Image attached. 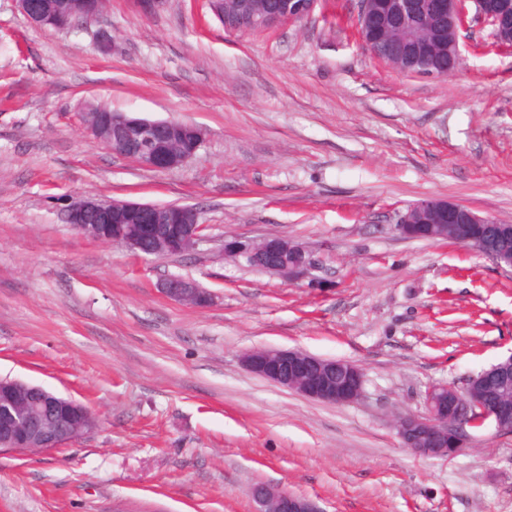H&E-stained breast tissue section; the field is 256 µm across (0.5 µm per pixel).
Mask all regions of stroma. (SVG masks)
Returning a JSON list of instances; mask_svg holds the SVG:
<instances>
[{"label":"stroma","instance_id":"35a3bbf8","mask_svg":"<svg viewBox=\"0 0 512 512\" xmlns=\"http://www.w3.org/2000/svg\"><path fill=\"white\" fill-rule=\"evenodd\" d=\"M358 9L319 0L307 21L229 33L206 0H104L59 31L0 0V379L98 419L59 448L0 451V512H254L258 483L323 512H512V435L472 428L463 453L423 459L392 425L512 356V271L393 221L434 198L512 223V49L473 19L453 75L400 73L364 48ZM90 103L187 121L203 143L143 168L88 140ZM85 194L191 206L205 240L144 258L87 238L62 216ZM281 235L314 251L313 281L224 257L226 238ZM171 276L211 303L164 296ZM259 348L356 364L363 392L281 388L243 366Z\"/></svg>","mask_w":512,"mask_h":512}]
</instances>
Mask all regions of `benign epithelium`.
I'll return each mask as SVG.
<instances>
[{
    "label": "benign epithelium",
    "mask_w": 512,
    "mask_h": 512,
    "mask_svg": "<svg viewBox=\"0 0 512 512\" xmlns=\"http://www.w3.org/2000/svg\"><path fill=\"white\" fill-rule=\"evenodd\" d=\"M17 2L29 23L40 29L64 30L74 24L72 18L76 15L86 20L98 16L91 0H72L62 9L49 11L37 6L35 0ZM317 2L305 0L298 12L272 15L267 18V23L275 28L286 23L303 22L312 15ZM469 2L474 4L475 13L497 34L512 23V0H434L431 4L421 0H397L395 9L402 17L422 24H428L434 18L448 22V31L456 33L448 46V67L451 68L458 66L461 57L457 33L465 27ZM207 4L228 32L244 31L256 19L253 0H235L227 8L224 0H207ZM381 15L380 11L369 10L362 0L356 19L357 29L380 28ZM83 124L92 142L147 168H177L191 159L202 144L201 130L177 119L150 120L124 112L107 116L87 110L83 114ZM176 125L192 134L193 148L173 153L163 164L154 149L155 135ZM63 212L66 223L83 234L90 233L94 225H112V236L107 241L143 255L191 252L204 240L201 234L203 225L199 224L197 213L189 206L126 202L84 195L70 201ZM118 215L133 216L134 224H178L180 229L174 237L154 229V247L147 249L143 233L115 220ZM450 224H484L494 238L512 234V224L480 215L469 207L447 200L423 199L396 217V229L408 237L424 235L446 241ZM476 252L491 259L499 268L512 270V253L494 249L484 242L479 243ZM224 255L288 280H304L316 268L314 252L286 235L260 241L231 237L224 240ZM159 288L165 296L186 305L203 308L211 301L207 291L178 277L162 281ZM242 363L249 372L261 378L323 403H351L363 389L364 375L356 365L298 350H252L243 355ZM510 368L511 358L485 371L486 385L472 398L453 386L431 387L426 395L424 415H405L395 420L394 427L402 445L418 457L448 458L466 447L465 428L468 426L481 427L489 421L498 432L512 433V396L507 395V370ZM3 388L15 399L8 402V415L0 424V449L30 452L59 448L86 435L88 426L96 421L88 408L42 387L12 380L1 382L0 390ZM450 391L464 397L465 409L455 410L448 406ZM450 437L455 441L452 448L448 447ZM252 498L256 504L255 512H322L319 505L308 497L265 484L253 487Z\"/></svg>",
    "instance_id": "1"
}]
</instances>
